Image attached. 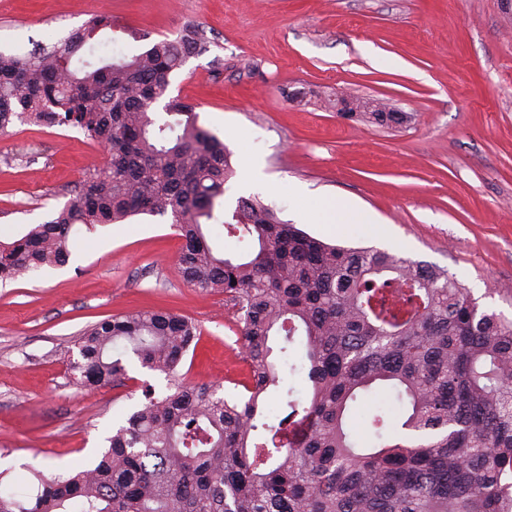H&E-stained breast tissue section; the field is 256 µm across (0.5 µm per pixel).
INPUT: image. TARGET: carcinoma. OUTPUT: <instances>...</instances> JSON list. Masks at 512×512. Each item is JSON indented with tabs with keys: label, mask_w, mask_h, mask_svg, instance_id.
Returning <instances> with one entry per match:
<instances>
[{
	"label": "carcinoma",
	"mask_w": 512,
	"mask_h": 512,
	"mask_svg": "<svg viewBox=\"0 0 512 512\" xmlns=\"http://www.w3.org/2000/svg\"><path fill=\"white\" fill-rule=\"evenodd\" d=\"M112 19L78 39L22 56L0 53V133L16 123L72 125L108 150L78 198L51 220L0 244V280L69 263L73 226L89 232L137 215L166 216L184 240L178 269L191 287L224 295L241 324L247 377L224 397L178 369L200 341L191 319L137 310L90 326L70 369L93 390L127 375L124 357L165 375L101 456L73 474L35 473L34 495L0 488V512H512V321L482 311L448 271L384 250L318 240L257 198L224 207L234 175L217 134L170 95L203 28L158 39L114 61L86 54ZM345 115L397 126L389 103L336 96ZM226 233L222 254L209 231ZM303 338L271 361L270 337ZM282 413L263 408L284 376ZM395 392L402 433L373 417L358 439L354 408L374 388Z\"/></svg>",
	"instance_id": "cac0c4a2"
}]
</instances>
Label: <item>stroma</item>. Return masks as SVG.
<instances>
[{"label":"stroma","mask_w":512,"mask_h":512,"mask_svg":"<svg viewBox=\"0 0 512 512\" xmlns=\"http://www.w3.org/2000/svg\"><path fill=\"white\" fill-rule=\"evenodd\" d=\"M95 14L112 18L114 57L141 52L131 31L179 37L203 26L206 53L187 59L174 94L231 153L224 203L248 196L252 157L265 178L256 193L279 218L324 242L395 252L448 270L480 309L512 319V9L505 0H0V50L27 37L63 42ZM335 91L383 98L408 116L386 128L311 106ZM106 154L70 126L60 134L16 124L0 135V242L9 243L76 200ZM304 195H289V187ZM350 203L368 223L313 218L310 198ZM183 240L168 218L134 216L86 232L75 226L73 262L0 283V460L5 482L35 491L34 470L88 464L142 401L167 389L164 374L127 357L120 382L93 391L69 361L81 332L131 310L192 319L201 340L179 373L228 390L243 379L240 327L220 295L189 287L177 257ZM400 426L381 389L358 405Z\"/></svg>","instance_id":"1"}]
</instances>
